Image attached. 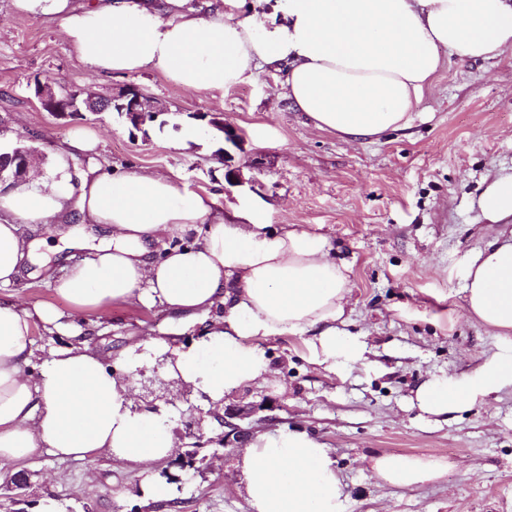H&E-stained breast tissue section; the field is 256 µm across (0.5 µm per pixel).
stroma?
<instances>
[{
	"label": "stroma",
	"instance_id": "stroma-1",
	"mask_svg": "<svg viewBox=\"0 0 512 512\" xmlns=\"http://www.w3.org/2000/svg\"><path fill=\"white\" fill-rule=\"evenodd\" d=\"M115 97L138 88L162 109L160 122L134 129L118 112L57 119L31 96L35 82ZM410 127L373 143L319 131L280 93V76L222 91H188L150 72L93 76L75 57L58 24L16 15L0 0V136L12 134L48 165L52 147L77 127L97 131L103 162L126 172H175L189 188L219 195L222 206L260 209L273 228L290 224L327 236L337 261L350 268L352 294L345 329L369 350L366 364L332 374L312 365L302 338L263 340L274 371L270 384L225 397L248 410L252 430L297 429L324 442L342 483L345 512H512V388L471 408L435 419L411 398L432 377L460 379L512 347L465 315L467 257L495 234L475 202L485 179L512 171V51L485 61L450 58L418 104ZM220 114L223 132L195 120ZM193 129L195 140L184 137ZM20 307H51L79 319L93 347L116 362L132 344L155 338L189 343L195 325L175 330L156 306L114 305L74 316L43 277L14 288ZM175 416L202 411L207 437L224 429L197 396L174 383L155 385ZM204 469L172 459L134 469L114 458L58 461L50 455L0 466V481L25 475L15 489L31 502L53 499L58 512H248L241 448L209 445ZM383 454L434 456L444 476L412 487L384 484L367 466ZM165 499L142 491L148 478ZM122 498H114V491Z\"/></svg>",
	"mask_w": 512,
	"mask_h": 512
}]
</instances>
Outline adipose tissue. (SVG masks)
Masks as SVG:
<instances>
[{
  "instance_id": "ef3b65f1",
  "label": "adipose tissue",
  "mask_w": 512,
  "mask_h": 512,
  "mask_svg": "<svg viewBox=\"0 0 512 512\" xmlns=\"http://www.w3.org/2000/svg\"><path fill=\"white\" fill-rule=\"evenodd\" d=\"M13 7L57 23L94 75L154 72L190 91H221L274 69L284 96L315 129L355 142L410 126L449 57L486 60L512 49V0H13ZM98 144L94 132L76 130L55 147L49 177L31 171L0 181V288L19 282L36 248L21 225L51 224L85 252L47 274L76 312L159 305L199 322L202 337L189 346L138 342L116 374L76 322L0 298V463L50 453L142 469L172 456L182 441L167 410L134 398L137 370L160 356L183 387L215 405L271 382L259 345L265 338L302 336L309 361L330 372L366 361L365 342L340 328L350 269L332 257L326 236L225 212L216 193L189 189L173 174L106 169ZM477 207L488 223H512V172L492 177ZM463 291L469 318L512 334V233L472 255ZM39 323L71 344L39 357ZM510 386L512 353H499L464 380L423 383L416 401L440 416ZM445 467L418 456L370 461L395 487L436 481ZM242 473L250 512H343L329 451L306 432L254 433Z\"/></svg>"
}]
</instances>
